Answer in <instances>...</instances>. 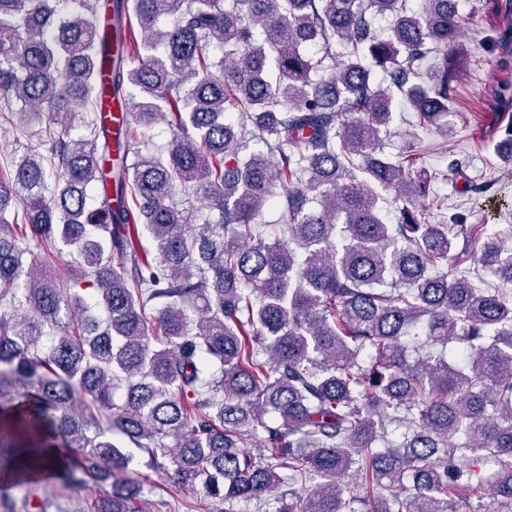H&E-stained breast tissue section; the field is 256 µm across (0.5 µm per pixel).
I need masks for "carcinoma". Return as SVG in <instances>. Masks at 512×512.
<instances>
[{"label":"carcinoma","instance_id":"cac0c4a2","mask_svg":"<svg viewBox=\"0 0 512 512\" xmlns=\"http://www.w3.org/2000/svg\"><path fill=\"white\" fill-rule=\"evenodd\" d=\"M401 2L110 0L101 25L100 0H0V112L41 124L0 167V396L23 397L0 404V471L57 448L64 481H100L127 447L224 503L292 486L276 512H512V298L443 271L474 226L431 222L415 158L382 151L399 104L451 133L462 25L455 0ZM487 2L485 135L512 155V0ZM279 187L282 223H257ZM28 237L68 247L70 279L25 263ZM479 254L512 282L497 237ZM139 496L127 477L87 510Z\"/></svg>","mask_w":512,"mask_h":512}]
</instances>
